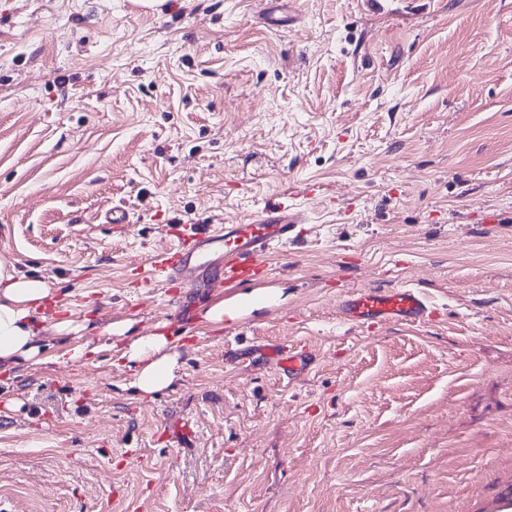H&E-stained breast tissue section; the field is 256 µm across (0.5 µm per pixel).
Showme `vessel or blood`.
Masks as SVG:
<instances>
[{
	"label": "vessel or blood",
	"mask_w": 512,
	"mask_h": 512,
	"mask_svg": "<svg viewBox=\"0 0 512 512\" xmlns=\"http://www.w3.org/2000/svg\"><path fill=\"white\" fill-rule=\"evenodd\" d=\"M303 207L268 202L244 224H190L176 234L175 242L152 256L137 284L161 286L175 306V317L189 322L184 304L188 289L204 288L223 296L225 330L244 326L256 312L275 307L276 292L268 288L269 258L287 252L297 237L298 225L308 223ZM336 309L351 327L369 329L393 324H423L436 314L424 293L416 287L349 288ZM259 355L289 381L308 376L316 358L304 346L273 344Z\"/></svg>",
	"instance_id": "b4317fda"
}]
</instances>
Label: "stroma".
<instances>
[{
	"instance_id": "stroma-1",
	"label": "stroma",
	"mask_w": 512,
	"mask_h": 512,
	"mask_svg": "<svg viewBox=\"0 0 512 512\" xmlns=\"http://www.w3.org/2000/svg\"><path fill=\"white\" fill-rule=\"evenodd\" d=\"M300 184L279 304L240 332L203 322L209 295L184 331L137 286L162 226L241 224ZM0 256L51 286L38 355L0 363V512H497L512 0H0ZM402 285L436 317L341 322L345 289ZM124 322L173 336L168 388L134 387ZM270 343L314 372L288 383L251 352Z\"/></svg>"
}]
</instances>
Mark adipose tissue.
<instances>
[{
	"label": "adipose tissue",
	"mask_w": 512,
	"mask_h": 512,
	"mask_svg": "<svg viewBox=\"0 0 512 512\" xmlns=\"http://www.w3.org/2000/svg\"><path fill=\"white\" fill-rule=\"evenodd\" d=\"M50 294L45 280L18 274L10 261L0 257V361L36 356L34 315ZM122 355L137 363L135 385L143 393H156L175 377L177 354L165 333L135 338Z\"/></svg>",
	"instance_id": "adipose-tissue-1"
}]
</instances>
